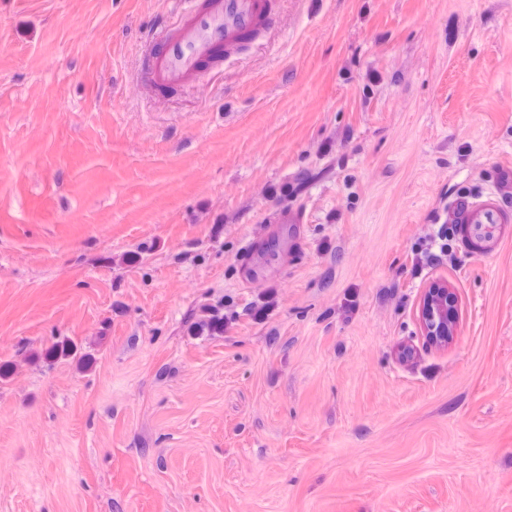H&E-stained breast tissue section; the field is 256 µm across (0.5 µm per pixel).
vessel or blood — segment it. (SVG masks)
I'll use <instances>...</instances> for the list:
<instances>
[{"instance_id":"vessel-or-blood-1","label":"vessel or blood","mask_w":512,"mask_h":512,"mask_svg":"<svg viewBox=\"0 0 512 512\" xmlns=\"http://www.w3.org/2000/svg\"><path fill=\"white\" fill-rule=\"evenodd\" d=\"M276 0H204L197 10L184 15L172 35L152 52L147 80L162 88L181 87L199 77L219 56H232L244 40L266 31L276 22ZM467 221L460 226L465 238L482 230L496 238L505 221L493 201L470 204Z\"/></svg>"}]
</instances>
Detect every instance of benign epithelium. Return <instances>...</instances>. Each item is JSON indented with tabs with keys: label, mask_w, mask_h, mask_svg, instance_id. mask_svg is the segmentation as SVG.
<instances>
[{
	"label": "benign epithelium",
	"mask_w": 512,
	"mask_h": 512,
	"mask_svg": "<svg viewBox=\"0 0 512 512\" xmlns=\"http://www.w3.org/2000/svg\"><path fill=\"white\" fill-rule=\"evenodd\" d=\"M458 299L445 280L426 288L418 307V324L427 344L446 347L456 336Z\"/></svg>",
	"instance_id": "obj_1"
}]
</instances>
